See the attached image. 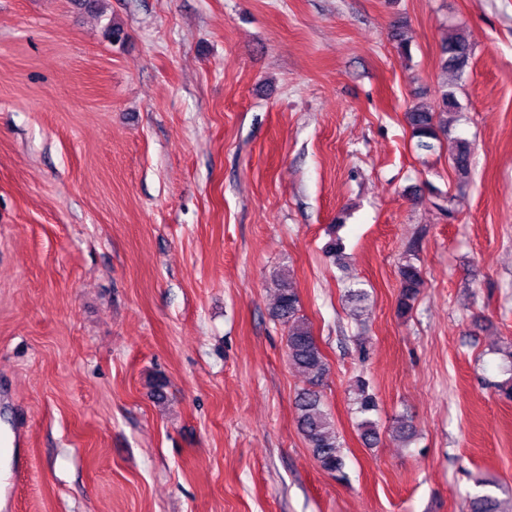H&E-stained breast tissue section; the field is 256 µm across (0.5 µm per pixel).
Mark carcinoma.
Instances as JSON below:
<instances>
[{
    "mask_svg": "<svg viewBox=\"0 0 512 512\" xmlns=\"http://www.w3.org/2000/svg\"><path fill=\"white\" fill-rule=\"evenodd\" d=\"M472 49L466 38L459 32L448 35L442 44V69L445 73L459 75L469 66ZM461 109L455 92L448 83L438 90L437 110L415 105L406 112L412 134L418 138L421 149L432 148V141L440 137H451V121L448 116ZM456 173L467 176L471 165V148L465 141H456L452 156ZM401 292L397 308L406 314L416 300L423 279L420 270L407 263L400 269ZM276 299L271 316L287 327L286 347L289 362L307 378L308 386L297 393L295 408L298 428L311 448L320 466L341 480L347 479L345 461L330 413L325 409L320 387L328 374V364L306 318L299 314V296L293 283L286 278L275 282ZM353 405L355 412L367 414L377 407L376 396L369 391V383L362 377L354 381ZM478 486L484 488L467 501L466 512H512V497L508 501L498 498L490 488L495 483L481 479Z\"/></svg>",
    "mask_w": 512,
    "mask_h": 512,
    "instance_id": "obj_1",
    "label": "carcinoma"
}]
</instances>
